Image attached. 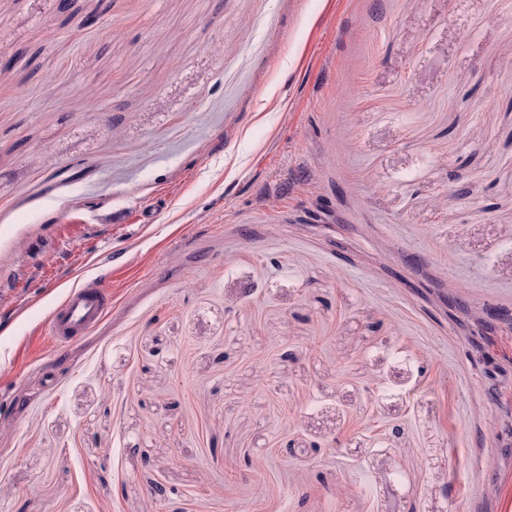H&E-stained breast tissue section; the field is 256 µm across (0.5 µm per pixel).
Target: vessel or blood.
Masks as SVG:
<instances>
[{
	"mask_svg": "<svg viewBox=\"0 0 512 512\" xmlns=\"http://www.w3.org/2000/svg\"><path fill=\"white\" fill-rule=\"evenodd\" d=\"M112 295L100 284H86L72 289L63 303L46 318L45 330L60 343L93 329L107 314Z\"/></svg>",
	"mask_w": 512,
	"mask_h": 512,
	"instance_id": "vessel-or-blood-1",
	"label": "vessel or blood"
}]
</instances>
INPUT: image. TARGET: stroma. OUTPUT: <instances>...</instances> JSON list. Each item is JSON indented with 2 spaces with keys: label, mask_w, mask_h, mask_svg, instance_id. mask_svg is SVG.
I'll list each match as a JSON object with an SVG mask.
<instances>
[{
  "label": "stroma",
  "mask_w": 512,
  "mask_h": 512,
  "mask_svg": "<svg viewBox=\"0 0 512 512\" xmlns=\"http://www.w3.org/2000/svg\"><path fill=\"white\" fill-rule=\"evenodd\" d=\"M69 2L0 0V512H512V0ZM112 306V295L102 284H86L72 289L63 303L46 318L45 330L59 343L77 333L93 329Z\"/></svg>",
  "instance_id": "stroma-1"
}]
</instances>
